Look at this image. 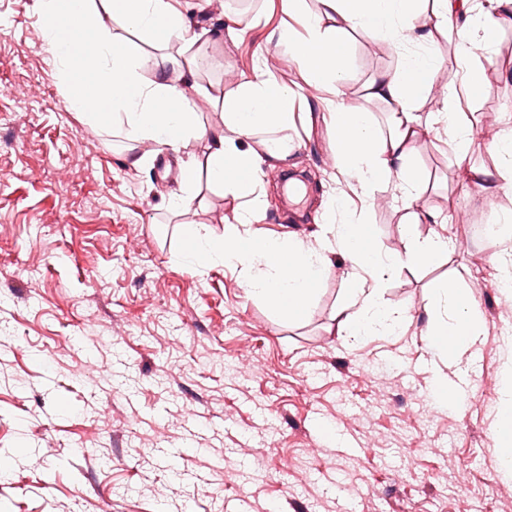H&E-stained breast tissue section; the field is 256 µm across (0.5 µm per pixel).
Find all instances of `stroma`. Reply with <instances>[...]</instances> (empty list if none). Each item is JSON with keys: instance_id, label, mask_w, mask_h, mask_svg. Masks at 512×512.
Masks as SVG:
<instances>
[{"instance_id": "1", "label": "stroma", "mask_w": 512, "mask_h": 512, "mask_svg": "<svg viewBox=\"0 0 512 512\" xmlns=\"http://www.w3.org/2000/svg\"><path fill=\"white\" fill-rule=\"evenodd\" d=\"M195 44L166 46L114 34L141 56L143 79L203 50L196 80L233 95L245 78L288 88L295 171L306 195L277 191L283 165L265 160L262 209L198 179H179L203 138L179 152L131 146L127 125L109 131L70 110L45 51L36 0H0V512H512V476L491 431L512 398L504 340L512 299L498 288L512 235L472 226L512 219V177L498 175L495 143L512 129V20L482 36L461 64L451 32L428 10L408 25L429 43L399 48L388 35L343 34V103L373 113V75L429 54L438 73L421 83V116L436 115L414 144L421 194L397 178L371 188L337 165L332 96L292 49L301 21L282 0H252L235 32L230 0H189ZM453 100L471 134L459 149L440 116ZM141 156L132 165V156ZM493 172L494 187L463 181ZM338 224H368L384 258L404 254L408 210L440 223L420 236L448 240L447 256L393 274L379 300L404 320L395 332L353 336L340 325L347 261L308 314L286 321L254 299L238 268L179 262L189 227L222 235L248 214L258 237L313 243L326 237L325 202ZM455 281L472 296L483 333L455 360L431 351L429 329L451 316L429 307L431 289ZM459 404H438L437 385Z\"/></svg>"}]
</instances>
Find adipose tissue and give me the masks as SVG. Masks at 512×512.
Returning <instances> with one entry per match:
<instances>
[{
  "label": "adipose tissue",
  "instance_id": "adipose-tissue-1",
  "mask_svg": "<svg viewBox=\"0 0 512 512\" xmlns=\"http://www.w3.org/2000/svg\"><path fill=\"white\" fill-rule=\"evenodd\" d=\"M318 12L309 16L306 35L294 44L297 58L325 80L334 96H342V33L349 29L391 30L395 42L410 40L408 18L417 0H319ZM489 9L477 23L457 32L459 61L474 57L478 30H487L512 15V0H488ZM43 40L66 87L70 109L79 112L97 128L115 123L128 126L131 140L179 151L194 136L204 135L202 166L208 180L232 192L253 186L263 158L287 161L291 148L284 139L250 146L261 131L283 128L293 100L291 92L272 91L263 81L245 79L237 92L224 100L220 126L200 133L191 108L192 95L203 89L194 80L199 67L190 59L181 83L157 72L141 82L139 55L112 32L120 20L136 34L163 43L188 33L180 0H38ZM435 71L429 56L413 57L405 74L383 72L367 86L369 99L386 104L392 112V127L381 136L368 113L337 105L330 114L336 134L340 165L350 168L366 187L384 177L396 176L410 198H417L419 175L412 166L411 143L422 126L416 115L412 89L417 81L431 80ZM232 137H225V130ZM337 246L350 261L346 283L348 303L338 310L343 327L356 335L393 329L400 318L379 301L385 276L399 262L426 264L448 252V242L439 235H410L405 259L381 260L372 250V230L367 224H338ZM241 265L248 291L283 319L306 316L319 285L332 263L323 247L298 240L261 239L248 222L228 224L223 236L191 230L181 260L204 267L215 260ZM433 308L446 307L453 324L430 332L429 347L452 358L474 344L482 327L466 293L444 281L432 290Z\"/></svg>",
  "mask_w": 512,
  "mask_h": 512
}]
</instances>
